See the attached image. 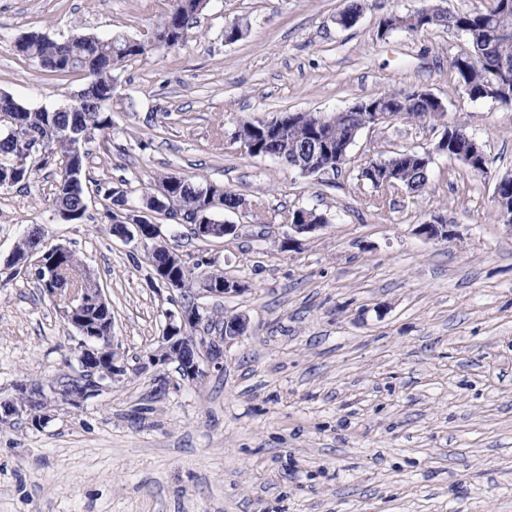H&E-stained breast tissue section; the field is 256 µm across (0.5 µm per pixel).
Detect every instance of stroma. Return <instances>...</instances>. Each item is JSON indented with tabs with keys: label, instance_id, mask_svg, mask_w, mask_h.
<instances>
[{
	"label": "stroma",
	"instance_id": "obj_1",
	"mask_svg": "<svg viewBox=\"0 0 512 512\" xmlns=\"http://www.w3.org/2000/svg\"><path fill=\"white\" fill-rule=\"evenodd\" d=\"M211 0L184 46L125 63L106 109L111 150L92 143L89 215L59 221L55 167L0 188V259L31 227L74 250L112 308L125 375L74 407L54 402L41 428L0 417V512H512V232L494 183L512 174V104L464 97L449 67L466 46L445 28L382 35L419 0ZM165 0H0V94L53 107L80 90L17 55L38 32L142 37ZM242 20V37L224 28ZM395 88L439 98L442 117L364 129L339 171L304 175L231 144L241 122L336 113ZM449 126L484 145L489 172L435 156L426 192L377 191L356 175L396 151L430 150ZM176 173L242 195L224 212L239 236L208 242L179 227L172 245L241 292L202 296L222 342L224 317L247 331L221 368L183 377L148 361L178 296L151 283L144 250L103 223L95 180L153 187ZM298 208L327 224L278 239ZM442 216L447 241L415 234ZM79 337L36 279L0 274V396L16 382L72 375Z\"/></svg>",
	"mask_w": 512,
	"mask_h": 512
}]
</instances>
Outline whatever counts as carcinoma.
Here are the masks:
<instances>
[{
    "label": "carcinoma",
    "instance_id": "obj_1",
    "mask_svg": "<svg viewBox=\"0 0 512 512\" xmlns=\"http://www.w3.org/2000/svg\"><path fill=\"white\" fill-rule=\"evenodd\" d=\"M171 7L153 29L154 42L129 38L115 34L109 38L78 34L67 41H58L38 33L19 38L15 47L25 59L35 62L47 73L57 77L79 74L84 81L81 90L67 100L62 107H28L10 95H0V160L17 159L20 165L5 170L0 168V187H26L37 171L53 165L59 169L52 205L56 210L68 213L66 221L82 224L87 219L79 195L71 189L68 177L78 168L82 178H87L86 160L90 152L87 146L79 145L71 137V131L96 137L109 136L112 129V113L104 108L117 91L115 71L124 63L168 49L181 46L188 37V30L197 22L210 0H170ZM493 5L485 11L446 14L432 13L427 20L413 22L412 12L394 14L396 28L427 31L433 27H448L462 33L469 50L454 56L450 67L458 83L468 92L472 101L487 99L485 90L496 89L495 99L501 103H512V0H492ZM348 129L336 127V116L325 117L322 128L344 140L351 132L365 124V113L349 110L346 117ZM288 146L295 158L308 165L301 172L316 173L317 167H330L329 157L318 152L316 132L311 123L300 118L282 128L279 137L263 141L262 149L274 153L280 146ZM392 166L393 181L402 185L410 194L419 196L428 187L429 176L424 170L423 153L405 151L384 158ZM96 192L108 201L104 218L107 224L122 223L136 218L134 214L112 210L110 201L121 197L123 190L112 186L108 179L95 182ZM156 186L165 190L163 208L177 210L189 217L211 215L238 205L239 196L226 191L220 204H213L207 191L210 183L196 181L177 174H165L157 178ZM42 246V235L38 230L27 233L15 247L18 262H25L29 255ZM63 264L59 278L75 288L85 286L92 278L83 270L75 252L66 249L62 253ZM85 325L97 327V335L112 331L110 307L86 306L82 315Z\"/></svg>",
    "mask_w": 512,
    "mask_h": 512
}]
</instances>
